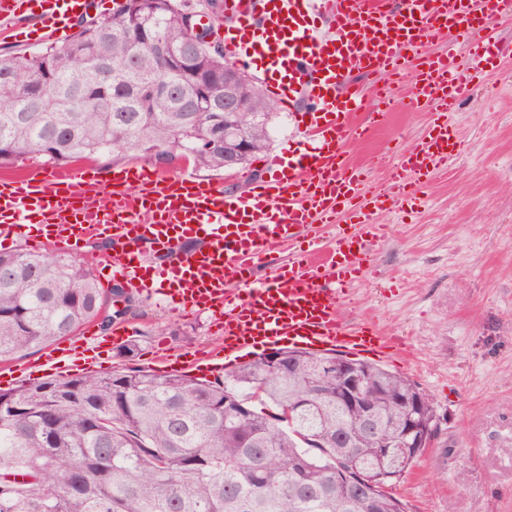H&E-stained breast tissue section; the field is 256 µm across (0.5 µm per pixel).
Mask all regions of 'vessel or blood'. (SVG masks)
I'll return each mask as SVG.
<instances>
[{
    "label": "vessel or blood",
    "mask_w": 512,
    "mask_h": 512,
    "mask_svg": "<svg viewBox=\"0 0 512 512\" xmlns=\"http://www.w3.org/2000/svg\"><path fill=\"white\" fill-rule=\"evenodd\" d=\"M90 5L0 0V18H36L35 39L65 41ZM223 10L225 54L246 70L261 63L282 68L271 93L299 117L298 138L272 159L270 178L237 195L187 171L162 177L125 169L112 177L109 206L98 208L77 190L95 186L90 172L16 177L0 182V237L36 232L74 249L89 237L110 239L112 253L101 265L113 281L183 312L210 311L223 325L221 352L186 361L200 372L283 346L394 357L398 346L368 326L344 323L340 305L386 237L379 215L398 203L422 207V187L460 156L450 115L469 96L481 64L502 54L483 30L493 17L512 15V0H224ZM446 29L468 47L467 63L458 61L455 47L428 51L430 39ZM355 69L384 80L410 76L413 104L436 114L420 143L383 158L387 176L379 189L367 187L344 144L384 125L394 101L383 82L375 88L380 111H363V89L348 80ZM339 214L345 223H335ZM316 223L326 236L305 234ZM353 224L359 233L350 232ZM198 238L204 246L184 250L185 241ZM144 244L164 262L146 264ZM286 244L295 246L293 258L270 265ZM56 363L62 371L92 369L97 347L67 344Z\"/></svg>",
    "instance_id": "vessel-or-blood-1"
}]
</instances>
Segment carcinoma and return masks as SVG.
<instances>
[{
	"label": "carcinoma",
	"mask_w": 512,
	"mask_h": 512,
	"mask_svg": "<svg viewBox=\"0 0 512 512\" xmlns=\"http://www.w3.org/2000/svg\"><path fill=\"white\" fill-rule=\"evenodd\" d=\"M191 0H127L61 45L0 54V166L26 154L55 165L109 154L224 170V145L204 135L222 112L197 106L184 72L164 71L146 31L172 44L189 36ZM188 63L224 75V50L201 44ZM250 111L231 116L250 164L271 144L277 103L246 79ZM0 362L95 321L112 325L90 266L63 254L0 253ZM227 377L129 369L88 371L0 389V512H406L395 494L435 438L429 397L373 364L278 349ZM365 379L378 433L345 406L336 362ZM421 401L408 436L403 401ZM246 406L250 411L240 412Z\"/></svg>",
	"instance_id": "carcinoma-1"
}]
</instances>
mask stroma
Returning a JSON list of instances; mask_svg holds the SVG:
<instances>
[{
	"instance_id": "1",
	"label": "stroma",
	"mask_w": 512,
	"mask_h": 512,
	"mask_svg": "<svg viewBox=\"0 0 512 512\" xmlns=\"http://www.w3.org/2000/svg\"><path fill=\"white\" fill-rule=\"evenodd\" d=\"M490 30L504 52L452 115L460 157L425 186L424 208L380 215L388 236L341 307L346 323L369 325L412 348L408 359L379 361L369 354L365 360L409 377L435 409L437 435L397 488L408 512H512V17L493 19ZM431 122V109H396L367 139L347 142L348 158L362 165L375 153L413 146ZM295 135L293 113L279 111L267 153L239 172L199 176L246 191ZM142 165L162 175L185 168L111 157L71 169L95 172L91 195L100 200L112 187L113 171ZM120 323L135 355L127 360L104 345L100 371L154 372L156 355L177 359L220 350L224 342L211 312L186 315L138 294ZM55 351L52 345L31 349L0 364V373L12 374L18 386L53 378ZM462 471L468 475L463 483Z\"/></svg>"
}]
</instances>
